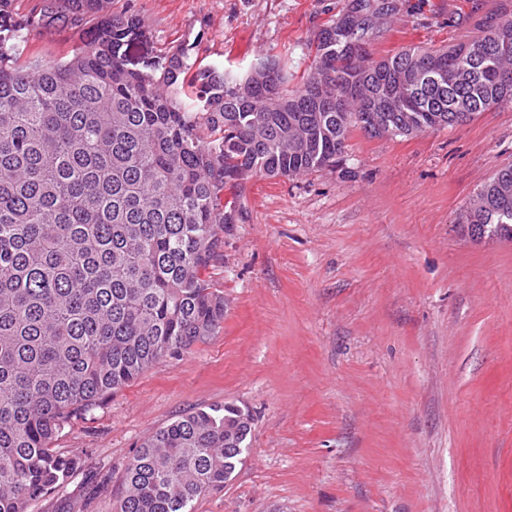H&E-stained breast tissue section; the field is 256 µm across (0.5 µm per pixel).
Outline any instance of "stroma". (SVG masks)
<instances>
[{
    "label": "stroma",
    "mask_w": 512,
    "mask_h": 512,
    "mask_svg": "<svg viewBox=\"0 0 512 512\" xmlns=\"http://www.w3.org/2000/svg\"><path fill=\"white\" fill-rule=\"evenodd\" d=\"M46 0L0 13V53L52 63L86 35L58 24L20 45ZM499 0H108L139 24L128 55L154 72L190 47L243 75L278 59L296 86L323 30L364 13L374 58L456 42ZM512 163V103L412 138L351 129L340 161L254 177L206 272L214 336L167 356L54 443L83 465L28 512H116L127 464L180 415L233 403L249 450L192 512H512V241L459 224Z\"/></svg>",
    "instance_id": "stroma-1"
}]
</instances>
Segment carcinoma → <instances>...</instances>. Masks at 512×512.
<instances>
[{"label": "carcinoma", "mask_w": 512, "mask_h": 512, "mask_svg": "<svg viewBox=\"0 0 512 512\" xmlns=\"http://www.w3.org/2000/svg\"><path fill=\"white\" fill-rule=\"evenodd\" d=\"M55 21L92 23L70 59L0 54V512H27L82 466L52 448L65 422L215 335L224 296L205 272L244 181L332 166L353 127L412 137L512 102L507 7L474 36L378 60L372 26L347 17L293 89L274 60L237 78L193 69L187 47L158 76L131 69L138 21L104 0H54L20 42ZM463 224L476 240H512V164ZM252 421L226 403L155 432L127 465L118 512H191L243 463Z\"/></svg>", "instance_id": "1"}]
</instances>
